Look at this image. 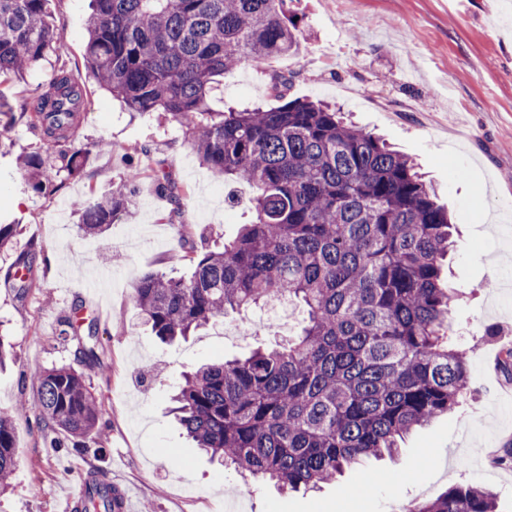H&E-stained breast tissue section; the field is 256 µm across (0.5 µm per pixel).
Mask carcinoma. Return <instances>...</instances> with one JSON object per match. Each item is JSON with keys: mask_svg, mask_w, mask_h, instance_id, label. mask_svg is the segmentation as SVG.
I'll return each instance as SVG.
<instances>
[{"mask_svg": "<svg viewBox=\"0 0 512 512\" xmlns=\"http://www.w3.org/2000/svg\"><path fill=\"white\" fill-rule=\"evenodd\" d=\"M85 61L95 81L133 112H162L185 128L200 163L256 189L253 220L221 251L184 252L187 278L141 276L135 301L156 336L185 337L224 317L294 298L307 319L283 346L203 365L174 396L180 425L227 469L298 491L336 479L452 410L467 391L468 348L450 340L455 289L442 276L453 224L415 164L345 123L321 101L290 98L272 71L279 105L215 110L217 78L248 63L267 68L298 50L287 0H94ZM49 0H0V78L21 82L61 42ZM84 87L60 67L19 113L36 136L22 159L28 188L51 196L84 175L79 142ZM141 169L94 201H76L80 228L98 235L127 212ZM157 191L179 202L176 184ZM4 284L27 296V276ZM50 446L87 437L104 404L70 367L32 374ZM15 427L0 412V486L18 466ZM119 495L92 483L80 512H119ZM405 512H496L472 485Z\"/></svg>", "mask_w": 512, "mask_h": 512, "instance_id": "1", "label": "carcinoma"}]
</instances>
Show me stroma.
I'll return each instance as SVG.
<instances>
[{"instance_id":"35a3bbf8","label":"stroma","mask_w":512,"mask_h":512,"mask_svg":"<svg viewBox=\"0 0 512 512\" xmlns=\"http://www.w3.org/2000/svg\"><path fill=\"white\" fill-rule=\"evenodd\" d=\"M64 48L11 85L12 99L32 95L63 67L86 88L79 130L86 174L50 197L29 190L20 166L35 142L22 122L0 114V222L19 232L0 249V276L34 252L35 289L18 299L0 285V337L12 349L0 365V411L16 424L19 465L0 492V512H65L82 475L99 473L131 490L151 512H396L457 485L496 495L512 512V378L499 368L512 348V0H288L307 39L278 58L289 93L341 106L352 124L381 135L410 157L457 226L445 278L459 298L453 319L469 349V388L455 409L417 429L392 458L347 471L341 495L326 484L283 492L244 480L194 448L175 422L171 396L183 372L272 348L299 333L304 311L261 304L228 312L187 338L160 342L144 323L133 291L146 272L189 274L175 261L181 240L220 249L251 219L253 188L223 181L203 167L183 129L154 117H131L85 66L91 0H50ZM219 101L274 106L269 78L241 66L221 78ZM147 172L129 210L99 236L84 234L71 207L120 182L129 164ZM163 172L179 203L158 195ZM179 221L168 223L173 208ZM109 261H96L101 251ZM79 312L77 335L59 336L62 317ZM95 346L106 372L85 370L106 404L96 434L64 447L45 445L34 409V371L78 366ZM183 464L172 468L170 453Z\"/></svg>"}]
</instances>
